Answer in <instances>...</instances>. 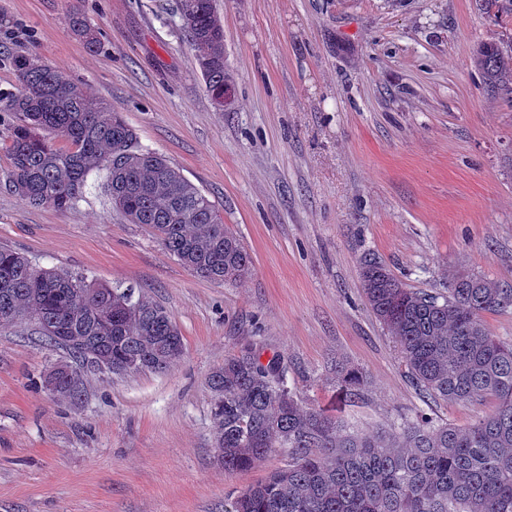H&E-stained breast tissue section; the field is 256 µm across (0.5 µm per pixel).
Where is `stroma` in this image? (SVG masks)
I'll return each instance as SVG.
<instances>
[{
  "mask_svg": "<svg viewBox=\"0 0 512 512\" xmlns=\"http://www.w3.org/2000/svg\"><path fill=\"white\" fill-rule=\"evenodd\" d=\"M216 4L235 81L222 109L177 0H0V88L21 52L82 83L203 189L252 258L240 283L197 276L113 207L102 171L68 210L29 207L5 185L0 138V246L150 297L185 344L162 373L85 375L71 403L42 383L62 350L32 324L0 327V512H225L288 464L279 448L228 472L214 451L209 376L253 342L284 359L306 407L358 433L420 415L467 428L495 409L419 391L361 260L409 288L440 292L457 272L512 287V104L471 64L507 31L478 0ZM73 10L99 51L71 31ZM340 362L367 379L357 397L336 383ZM68 19L72 32L89 51H97L101 47L99 32L81 13L70 11Z\"/></svg>",
  "mask_w": 512,
  "mask_h": 512,
  "instance_id": "stroma-1",
  "label": "stroma"
}]
</instances>
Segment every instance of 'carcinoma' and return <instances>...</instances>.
<instances>
[{"mask_svg": "<svg viewBox=\"0 0 512 512\" xmlns=\"http://www.w3.org/2000/svg\"><path fill=\"white\" fill-rule=\"evenodd\" d=\"M484 13L512 25V0H479ZM178 12L207 92L232 89L224 59V24L215 0H178ZM72 32L90 51L99 32L79 12ZM474 67L489 88L512 103V41L485 43ZM11 64L18 84L0 89L9 190L34 208L69 209L87 176L108 173L112 203L132 224L147 225L161 246L198 276L236 281L251 257L217 205L163 156L141 148L135 131L106 101L29 54ZM61 137L69 148H57ZM366 300L399 345L412 382L446 403L492 397L493 414L468 428L434 425L420 415L389 431L359 434L323 411L303 405L288 387V368L264 363L247 346L210 375L214 445L224 470L252 468L274 448L288 466L244 488L231 512H512V342L492 336L484 316L512 307V288L476 274H453L444 293L403 285L382 263L364 259ZM38 269L0 246V325L24 319L66 357L44 377L52 392L77 400L82 363L124 375L140 363L163 372L185 353L167 311L145 295ZM354 391L356 370L338 366Z\"/></svg>", "mask_w": 512, "mask_h": 512, "instance_id": "cac0c4a2", "label": "carcinoma"}]
</instances>
